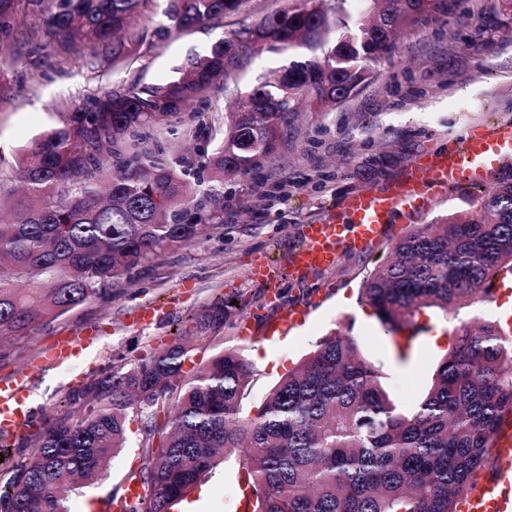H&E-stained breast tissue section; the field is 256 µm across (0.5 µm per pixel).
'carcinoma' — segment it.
<instances>
[{
  "mask_svg": "<svg viewBox=\"0 0 512 512\" xmlns=\"http://www.w3.org/2000/svg\"><path fill=\"white\" fill-rule=\"evenodd\" d=\"M246 0H0V34L19 18L58 54L139 58L173 32L220 21ZM293 0L258 24L194 53L162 84H132L89 98L15 162L0 157V335L37 326L109 293L137 267L224 223V180L252 176L288 137L297 104L322 111L373 78L369 63L394 52L391 35L453 13L456 0H368L350 21L348 0ZM166 22L149 25L156 14ZM314 52L240 94L221 125L190 112L184 154L157 129L225 81L256 46ZM207 180L190 182L193 172ZM512 271V171L476 214L417 224L361 290L383 328L404 335L400 358L427 331L428 309L449 313L485 298ZM219 299L194 319L195 335L112 369L69 397L28 456L0 478V512H66L62 488L102 476L125 447L137 413L140 492L124 512H172L222 455L241 459L251 512H459L474 475L496 462L512 417V345L497 321L454 330L452 344L410 414L398 410L356 337H323L240 417L254 367L238 348L193 364L200 334L224 328ZM191 364L184 370L185 364Z\"/></svg>",
  "mask_w": 512,
  "mask_h": 512,
  "instance_id": "1",
  "label": "carcinoma"
}]
</instances>
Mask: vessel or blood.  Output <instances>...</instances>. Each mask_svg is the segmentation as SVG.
I'll return each mask as SVG.
<instances>
[{
    "label": "vessel or blood",
    "instance_id": "obj_1",
    "mask_svg": "<svg viewBox=\"0 0 512 512\" xmlns=\"http://www.w3.org/2000/svg\"><path fill=\"white\" fill-rule=\"evenodd\" d=\"M512 163V120L493 125L473 123L462 132L461 148L422 153L385 186L352 193L318 220L301 225L302 244L288 258V272L301 278L334 267L347 251L367 252L397 232L400 217H414L452 188L480 185ZM93 343L80 336L51 350L47 363L59 365ZM30 378L16 374L0 379V435L15 437L29 418ZM460 512H512V447L497 450L492 476L464 497Z\"/></svg>",
    "mask_w": 512,
    "mask_h": 512
}]
</instances>
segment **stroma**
I'll list each match as a JSON object with an SVG mask.
<instances>
[{
    "label": "stroma",
    "instance_id": "1",
    "mask_svg": "<svg viewBox=\"0 0 512 512\" xmlns=\"http://www.w3.org/2000/svg\"><path fill=\"white\" fill-rule=\"evenodd\" d=\"M289 0H246L240 14L175 32L145 57L91 67L84 54L59 59L39 39L14 33L0 37V59L10 91L0 98V156L12 160L32 139L60 127L65 113L88 95L122 90L130 84H161L189 55L205 53L228 32L252 25L287 8ZM392 60L372 62L374 79L336 108L307 107L276 158L256 177L224 183V221L209 225L197 239L165 251L135 269L111 294L89 301L28 335L0 341V378L31 374L28 430L9 442L13 459L25 457L50 419L66 409L68 396L83 383L110 373L147 353L168 347L196 316L217 299L227 301L224 328L195 351L207 361L229 347L243 351L255 377L241 415L254 417L270 390L300 364L317 341L351 331L362 339L361 351L380 371L386 391L399 410L411 411L431 383L450 346L455 326L495 319L496 303L476 302L458 315L430 312L431 330L400 360L392 334L361 299L371 272L391 255L390 243L367 253H345L330 269L294 280L279 273L276 296L248 272L253 254L272 259L298 246L299 227L319 219L345 196L384 186L425 151L455 146L472 119L487 123L512 119V24L504 22L496 0H458L454 15L395 37ZM296 51L255 52L234 82L247 91L296 60ZM496 186L452 189L437 197L416 221L437 224L448 213L471 211ZM157 303L168 312L147 326L129 322L132 311ZM305 310L298 329L287 337L264 339L266 322L282 310ZM251 325L252 342L238 335ZM90 332L95 345L63 365L43 364V352L60 337ZM125 448L111 457L95 483L65 492L68 512H84L86 500L122 495L141 467L137 422H130ZM240 461L229 456L203 478L189 502L198 512H244L238 485Z\"/></svg>",
    "mask_w": 512,
    "mask_h": 512
}]
</instances>
